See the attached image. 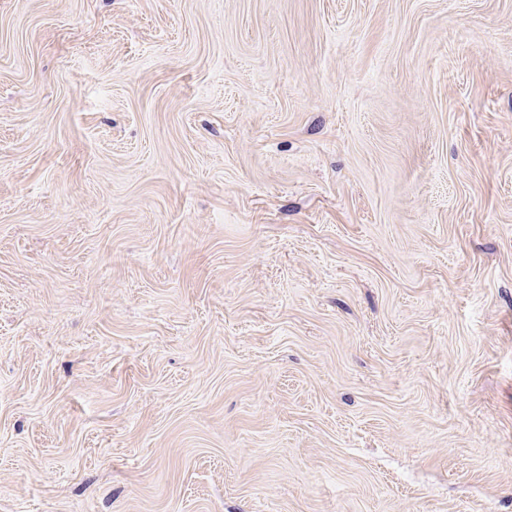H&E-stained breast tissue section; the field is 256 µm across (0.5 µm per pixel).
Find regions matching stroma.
Wrapping results in <instances>:
<instances>
[{
    "label": "stroma",
    "mask_w": 512,
    "mask_h": 512,
    "mask_svg": "<svg viewBox=\"0 0 512 512\" xmlns=\"http://www.w3.org/2000/svg\"><path fill=\"white\" fill-rule=\"evenodd\" d=\"M0 512H512V0H0Z\"/></svg>",
    "instance_id": "1"
}]
</instances>
